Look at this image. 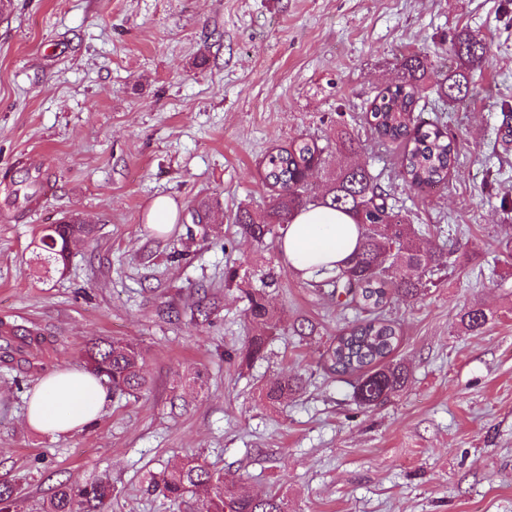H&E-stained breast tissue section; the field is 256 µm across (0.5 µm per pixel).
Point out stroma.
<instances>
[{
  "label": "stroma",
  "instance_id": "1",
  "mask_svg": "<svg viewBox=\"0 0 512 512\" xmlns=\"http://www.w3.org/2000/svg\"><path fill=\"white\" fill-rule=\"evenodd\" d=\"M478 33L485 63L460 103L427 88L419 117L459 146L446 186L395 179L365 120L374 98L413 55L457 62L451 39ZM344 113L353 153L333 149ZM307 135L329 144L315 175L362 164L430 244L456 243L438 286L385 309L402 331L394 354L406 388L370 408L322 355L357 318L307 288L279 251L232 221L263 209L259 163ZM41 173L38 209L0 221V323L41 337L33 369L0 362V483L19 512H40L58 482L102 476L107 512H198L171 505L153 474L203 454L226 480L287 497L289 512H512V0H12L0 13V174ZM169 198L168 232L149 227ZM211 206L198 226L192 210ZM74 217L91 235L65 270L34 253L44 225ZM238 272L224 284L226 269ZM280 317L262 358H230L255 327L241 291L266 275ZM216 304L209 321L201 297ZM469 307L491 312L481 333L459 329ZM309 320L314 332L296 335ZM122 338L139 347L148 386L109 394L98 421L70 437L24 424L41 377L87 365L85 346ZM300 374L280 403L263 387ZM176 220V208L174 203L167 198H157L152 204L147 216V223L151 224L157 232L166 230L169 224Z\"/></svg>",
  "mask_w": 512,
  "mask_h": 512
}]
</instances>
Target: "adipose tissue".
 I'll use <instances>...</instances> for the list:
<instances>
[{
    "mask_svg": "<svg viewBox=\"0 0 512 512\" xmlns=\"http://www.w3.org/2000/svg\"><path fill=\"white\" fill-rule=\"evenodd\" d=\"M353 220L321 206L309 207L289 224L280 249L291 270L311 277L319 266L347 259L355 250ZM107 394L97 379L78 368L44 375L28 402L25 423L36 431L70 436L99 417Z\"/></svg>",
    "mask_w": 512,
    "mask_h": 512,
    "instance_id": "adipose-tissue-1",
    "label": "adipose tissue"
}]
</instances>
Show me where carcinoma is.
<instances>
[{
    "mask_svg": "<svg viewBox=\"0 0 512 512\" xmlns=\"http://www.w3.org/2000/svg\"><path fill=\"white\" fill-rule=\"evenodd\" d=\"M453 48L459 70L448 75V81L437 84V94L459 100L468 91L472 72L482 66L484 46L470 31L463 30L453 39ZM403 67L402 81L385 88L373 100L366 123L381 145H404L396 176L419 190L441 186L457 164V145L442 127L414 116L430 75L427 61L413 56ZM356 146L357 139L343 113H336V149L352 151ZM325 162V147L308 136L271 148L260 162L269 204L260 213L240 208L235 224L242 236L262 244L275 228L287 230L295 215L310 205L329 207L352 217L358 235L355 251L335 268L320 269L306 280V285L326 293L339 307L354 303L367 313L336 336L324 355L323 368L333 374L357 375L354 400L361 407H370L398 395L408 381L407 368L392 359L401 331L383 315L384 309L395 297L410 301L425 295L431 276L447 269L448 256L458 252L459 247L424 245L422 228L389 203L390 191L382 186L379 176L366 168L341 167L323 186L311 183V175ZM3 179L13 186L12 205L28 198V190L35 185L27 172L19 177L8 172ZM90 232L82 223L45 225L39 239L40 249L47 253L44 260L55 266L66 265L70 242ZM246 300L250 320L263 330L236 353L241 362L250 364L263 356L268 343L265 333L277 328V314L263 287L247 293ZM488 318L481 308L459 314L462 329L473 334L481 332ZM37 341L38 337L24 327L6 328L0 332V360L14 361ZM86 354L100 385L128 395L146 387L137 345L115 339L99 341L92 343ZM301 383V378L285 375L266 389L265 399L276 403ZM153 487L172 503L181 502L189 493L197 495L201 502L199 512H288L286 498L275 493L254 494L239 484L226 482L205 458L196 454L160 474L153 480ZM112 492V482L106 477L84 485L61 483L43 503L42 512H105ZM17 507L14 486L1 483L0 512H14Z\"/></svg>",
    "mask_w": 512,
    "mask_h": 512,
    "instance_id": "obj_1",
    "label": "carcinoma"
}]
</instances>
